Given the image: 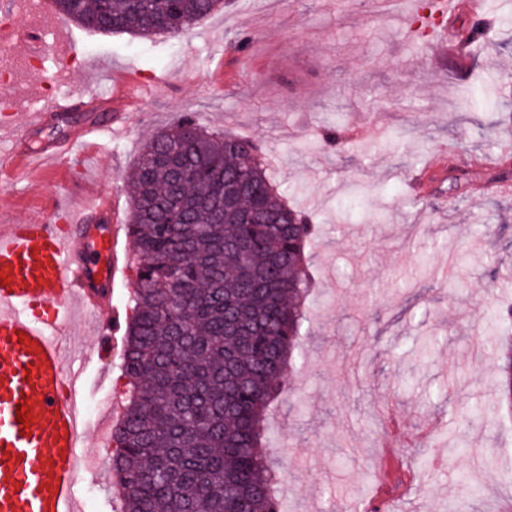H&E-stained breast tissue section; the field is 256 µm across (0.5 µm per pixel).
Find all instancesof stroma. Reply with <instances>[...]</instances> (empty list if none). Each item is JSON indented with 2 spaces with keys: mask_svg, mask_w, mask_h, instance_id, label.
<instances>
[{
  "mask_svg": "<svg viewBox=\"0 0 512 512\" xmlns=\"http://www.w3.org/2000/svg\"><path fill=\"white\" fill-rule=\"evenodd\" d=\"M410 0H224L185 37L97 34L61 20L46 0L20 9L0 0V20L37 28L41 44L15 40L0 76L22 106L45 90L91 101L104 148L83 160L84 178L119 198L142 141L186 112L250 139L284 197L321 227L308 253L317 285L306 302L302 358L291 391L272 410L263 442L286 512H348L358 494L414 492L399 512H512V420L496 406L497 369L486 316L512 302V193L466 159L496 153L506 138L489 113L462 108L465 89L512 74V29L494 27L493 50L470 47L468 65L447 39L417 46ZM249 33L246 50L235 47ZM73 51L64 84L46 86L58 52ZM156 80L122 135L109 132L119 77ZM373 124L377 133L359 136ZM447 146L435 180L413 174ZM56 176L0 182V221L37 219ZM360 192L361 211L340 198ZM70 366L87 426L79 451L95 460L75 487L84 512H117L111 448L96 422L125 401L122 356L98 349L97 327L74 321ZM477 408L464 443L377 448L381 416L414 434L445 432L455 412Z\"/></svg>",
  "mask_w": 512,
  "mask_h": 512,
  "instance_id": "35a3bbf8",
  "label": "stroma"
}]
</instances>
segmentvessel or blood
Listing matches in <instances>:
<instances>
[{
    "instance_id": "b4317fda",
    "label": "vessel or blood",
    "mask_w": 512,
    "mask_h": 512,
    "mask_svg": "<svg viewBox=\"0 0 512 512\" xmlns=\"http://www.w3.org/2000/svg\"><path fill=\"white\" fill-rule=\"evenodd\" d=\"M140 100L127 87L114 96V131L126 126ZM80 104L77 98H45L23 126L11 125L7 131L25 137ZM96 132L88 123L58 135L46 149L17 153L7 169L12 176L33 162H51L60 191L45 217L0 224V274L9 279L0 285V512H83L75 495L82 419L62 341L71 335L73 310H80L105 337L112 335L118 315L111 295L101 291L117 271L112 196L95 190L83 208L68 205L76 185L74 147ZM98 236L108 255L102 267L86 260ZM22 403L30 410L27 428L17 420Z\"/></svg>"
}]
</instances>
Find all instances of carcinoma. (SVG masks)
Wrapping results in <instances>:
<instances>
[{
  "label": "carcinoma",
  "mask_w": 512,
  "mask_h": 512,
  "mask_svg": "<svg viewBox=\"0 0 512 512\" xmlns=\"http://www.w3.org/2000/svg\"><path fill=\"white\" fill-rule=\"evenodd\" d=\"M60 18L105 34L179 37L224 0H54ZM512 174L504 155L486 169ZM135 286L112 429L122 512H284L261 450L266 415L288 390L312 278L316 227L273 189L255 144L191 115L155 131L129 176ZM493 378L512 418V307Z\"/></svg>",
  "instance_id": "obj_1"
}]
</instances>
